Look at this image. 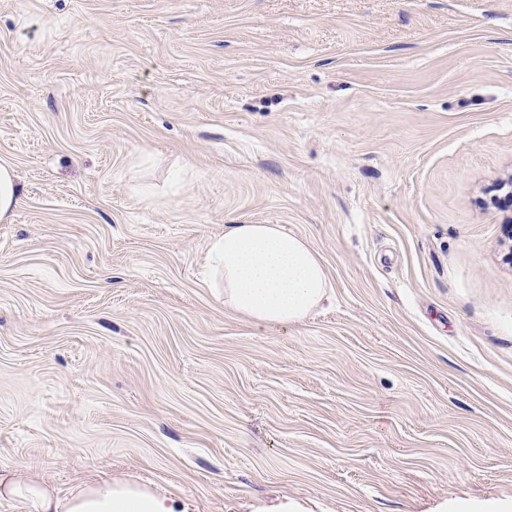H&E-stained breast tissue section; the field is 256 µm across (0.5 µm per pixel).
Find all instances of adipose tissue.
Here are the masks:
<instances>
[{"mask_svg":"<svg viewBox=\"0 0 512 512\" xmlns=\"http://www.w3.org/2000/svg\"><path fill=\"white\" fill-rule=\"evenodd\" d=\"M224 305L263 324L304 322L330 282L317 251L279 224H233L210 247ZM0 500L12 512H193L188 497L125 476L83 482L59 493L23 468L0 467Z\"/></svg>","mask_w":512,"mask_h":512,"instance_id":"1","label":"adipose tissue"}]
</instances>
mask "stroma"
<instances>
[{"instance_id": "obj_1", "label": "stroma", "mask_w": 512, "mask_h": 512, "mask_svg": "<svg viewBox=\"0 0 512 512\" xmlns=\"http://www.w3.org/2000/svg\"><path fill=\"white\" fill-rule=\"evenodd\" d=\"M0 466L253 512L512 501V0H0ZM323 259L303 323L209 248ZM18 202V191L13 169L0 164V218L12 212ZM210 258L224 306L256 323H302L331 288L317 251L279 224H230Z\"/></svg>"}]
</instances>
